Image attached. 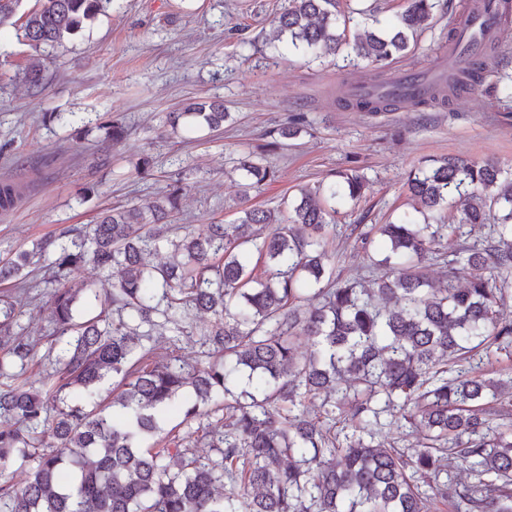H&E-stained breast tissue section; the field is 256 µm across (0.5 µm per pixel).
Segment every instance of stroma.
I'll return each instance as SVG.
<instances>
[{"mask_svg":"<svg viewBox=\"0 0 512 512\" xmlns=\"http://www.w3.org/2000/svg\"><path fill=\"white\" fill-rule=\"evenodd\" d=\"M281 2L117 0L109 14L53 49H32L12 29L0 35V181L25 187L22 204L0 212V248L27 249L66 227L95 223L103 210L142 204L177 179L185 191L174 223L232 221L235 165L245 144L277 140L296 112L306 113L309 126L267 154L277 178L251 190L249 199L275 208L300 187L359 166L369 188L345 203L326 244L343 278L365 264L348 237L350 225L383 224L406 210L405 179L422 161L462 155L512 168V83L490 76L472 94L422 110H340V84L363 81L364 70L341 54L319 61L270 44L272 10ZM468 2L447 0L390 72L433 70L448 47L449 19L460 18ZM243 38L248 47L240 46ZM33 64L46 76L39 90L22 77ZM215 99L234 115L223 131L161 132L164 113ZM47 112L98 115L125 125L128 136L113 146L102 130L76 134L44 120ZM143 157L151 174L140 178L134 166ZM42 278L39 272L28 278L32 303L19 328L40 355L52 327Z\"/></svg>","mask_w":512,"mask_h":512,"instance_id":"stroma-1","label":"stroma"}]
</instances>
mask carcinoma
<instances>
[{"instance_id":"1","label":"carcinoma","mask_w":512,"mask_h":512,"mask_svg":"<svg viewBox=\"0 0 512 512\" xmlns=\"http://www.w3.org/2000/svg\"><path fill=\"white\" fill-rule=\"evenodd\" d=\"M21 2L0 0V29L18 24L40 49L63 45L116 0H36L17 23ZM436 7L405 0L394 29L351 37L354 15L373 16L376 6L341 12L338 0H284L273 22L277 41L316 59L344 51L385 86L384 64L408 51ZM498 49L492 42L483 59L442 72L424 99L341 88L336 103L361 112L444 105L492 73ZM231 117L212 100L167 113L164 125L219 131ZM48 119L92 123L75 112ZM97 128L114 145L127 136L111 120ZM275 145H250L237 159L231 224L171 223L184 194L175 183L161 200L105 210L93 224L0 254V512H435L438 502L448 512H512V368L504 378L485 373L499 356L512 358V322L500 317L512 288V177L463 156L410 171L412 210L353 227L367 268L380 271L377 287L362 288L336 276L324 236L337 205L362 198L365 176L353 169L303 187L286 213L250 205L247 192L275 180L265 164ZM22 200L20 185L0 183L1 210ZM450 201L452 224L442 213ZM485 224L483 247L461 242ZM165 246L169 260L151 262ZM447 255L448 284L435 288L422 261ZM35 259L49 275L58 365L46 375L33 342L12 333ZM87 263L98 277L73 279ZM190 311L211 315L212 349L194 365L176 355ZM160 329L172 333L165 362L148 346ZM182 395L183 421L219 414V423L197 438L145 445ZM382 413L420 430V447L377 441ZM453 455L477 482L439 480ZM18 458L30 467L11 468Z\"/></svg>"}]
</instances>
